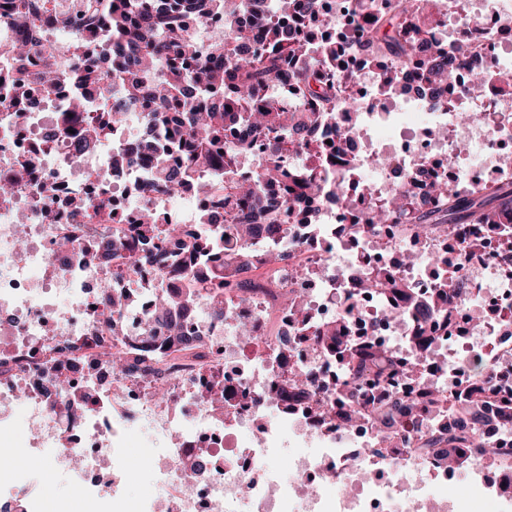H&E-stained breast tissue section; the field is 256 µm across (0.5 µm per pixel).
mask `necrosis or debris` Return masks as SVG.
Here are the masks:
<instances>
[{"mask_svg": "<svg viewBox=\"0 0 512 512\" xmlns=\"http://www.w3.org/2000/svg\"><path fill=\"white\" fill-rule=\"evenodd\" d=\"M477 7L459 29L437 33L441 50L469 37V52L484 57L502 79L512 77V0H475ZM327 34L358 39L367 20L352 0H324L318 15ZM37 45L68 43L52 59L30 52L15 60L10 48L22 36ZM68 25L39 23L19 28L10 10L0 8V433L14 422V403L24 399L29 456L43 468L0 466V499L14 502V512H44L49 472L62 474L80 488L79 499L60 498L56 512H448L432 488L455 476L441 461L440 448L429 447L432 428L413 430L402 420L381 423L375 411L398 400L425 403L430 393L456 403L483 381L489 394L484 418L460 414L448 420L449 435L466 439L493 431L498 461H483L470 449V484L477 495L512 507V431L496 427L501 399L512 398V258L501 249L499 233L512 232V215L501 223L466 224L451 236L428 242L412 225H368L383 196L406 191L404 175L427 168L451 184H486L506 175L502 164L512 153V98L469 90V71L454 64L447 84L422 89L400 99L392 116L379 115V89L371 61L358 48L345 56L357 75L336 113L337 124L361 140L358 153L370 174L361 186L347 184L352 207L317 203L313 216L291 212L283 218L277 242L285 259L271 265L263 251L232 262L224 291V317L212 319L214 289L197 299L198 319L190 326L201 346L174 349L154 361L144 358L133 336L150 328L161 286H180L179 263L184 239L163 241L152 250L135 247L101 260L110 239L133 240L144 211L157 223L182 225L186 237L220 235L234 242L224 216L230 213L214 190L212 173H192L180 186L162 190L157 162L136 159L113 166L112 156L126 149L142 129L132 113L111 136L85 143L79 131L97 124L110 104L95 89L84 96L92 108L68 114L71 76L78 58L100 56L98 43L73 47ZM53 64L57 81L46 90L40 74ZM24 84L17 95L16 84ZM488 113L487 123L454 120L459 110ZM24 240L27 258L18 261L16 240ZM70 240L67 252L58 243ZM447 252V263L436 260ZM385 268L413 289L418 299L439 284L455 290L447 325H436L435 343L424 362H416L408 342L418 324L416 307L401 306V319L384 322L376 313L392 296L377 287H357V279ZM110 280L123 305L113 308L101 292ZM302 293L305 314L285 304L291 291ZM348 333L389 350L415 368L393 384H362L360 397L373 413L342 426L318 413L321 404L342 410L337 389L344 379L335 354L314 351L309 331L341 314ZM481 323H473V315ZM119 316L125 333L105 328ZM251 327L239 334L240 323ZM122 352L130 368L112 372L103 349ZM303 367L312 384L303 392L288 381ZM64 380L67 397L88 395L82 413L53 404L45 386ZM171 394L156 396L158 385ZM224 391V413L214 415L199 395L208 388ZM164 435L166 456L152 471L153 489L130 500L123 488L126 440L139 424ZM311 441L313 450L294 455L289 472L273 465L285 438ZM206 453L209 463L197 476L195 491L185 494L186 461Z\"/></svg>", "mask_w": 512, "mask_h": 512, "instance_id": "4bbe7bcc", "label": "necrosis or debris"}]
</instances>
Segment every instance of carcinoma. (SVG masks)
I'll return each instance as SVG.
<instances>
[{
	"label": "carcinoma",
	"mask_w": 512,
	"mask_h": 512,
	"mask_svg": "<svg viewBox=\"0 0 512 512\" xmlns=\"http://www.w3.org/2000/svg\"><path fill=\"white\" fill-rule=\"evenodd\" d=\"M52 0H10L8 8L20 16L38 20ZM78 0L77 15L97 25L92 37L111 52L108 67L86 57L79 61L71 77L76 95L70 107L79 110L84 99L80 89L93 86L99 90L120 91L112 103L105 127L93 126L87 137L96 138L104 129L122 123L133 106L146 112L141 138L128 153L153 157L160 147L172 154L174 164L162 170V182L178 186L184 178L198 171L202 160L224 152V139L244 123L249 135L237 140L234 152L251 154L257 143H268L267 158L258 161L253 176H234L225 170L227 181L219 186L224 197L249 198L247 207L229 215L238 225L237 256H251L256 244V225H265V236L280 234V216L319 200L331 187L321 159L333 150L343 166L355 168L351 155L353 129L336 132L328 145L314 135L317 128L336 123V99L339 85H350L355 74L340 65L346 43L335 38H302L288 26V21H304L319 12L320 0H277L280 19L268 16L264 0ZM239 13L249 15V25L236 27L232 41L210 44L206 51L196 46L195 34L185 26L186 17L199 27L216 17L232 20ZM441 19L423 15L413 0H396L393 8L376 17L360 37L366 56L379 63L375 73L382 87L395 96L398 76L382 65L393 61L408 65L418 53H426L417 69L421 83L440 84L448 77L452 62L439 56L428 44L433 26ZM490 65L475 58L470 64V80L475 92L492 79ZM295 87L297 95L288 105L274 95V82ZM296 144L306 163L291 165L280 154L283 141ZM428 171L420 168L410 174L411 183L423 194L407 199L396 194L376 206L370 224H412L423 237L439 232L454 233L461 224H496L512 211V181L491 187H458L446 182L426 181ZM280 187L278 197L265 192V183ZM180 227L158 224L151 212L142 214L138 240L142 247L155 245L165 238H179ZM199 263L224 265V250L216 239L197 236L186 248L185 267ZM208 287L207 279H191L187 286L159 297L161 311L174 309L184 320L194 314L198 293ZM448 289L438 288L434 297L419 305L424 320L440 319L448 310ZM317 344L329 343L344 362L345 379L356 384L361 369L371 366V377L392 381L405 376L409 369L373 346L336 335L333 328L315 331ZM197 336L178 323L155 321L147 335L136 339L142 354L159 358L171 347L190 349ZM486 388L478 385L470 393L472 419L483 418L482 400ZM444 409V401L435 396L425 414L412 413L407 423L417 426Z\"/></svg>",
	"instance_id": "cac0c4a2"
}]
</instances>
